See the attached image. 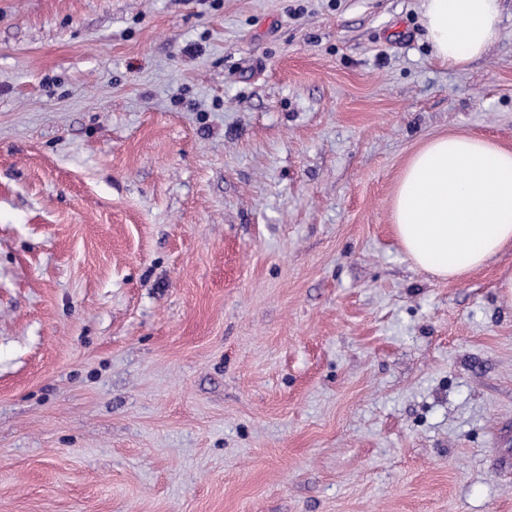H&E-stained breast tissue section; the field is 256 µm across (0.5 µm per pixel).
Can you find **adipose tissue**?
Wrapping results in <instances>:
<instances>
[{"instance_id":"adipose-tissue-1","label":"adipose tissue","mask_w":512,"mask_h":512,"mask_svg":"<svg viewBox=\"0 0 512 512\" xmlns=\"http://www.w3.org/2000/svg\"><path fill=\"white\" fill-rule=\"evenodd\" d=\"M434 58L465 68L499 35L501 0H421ZM394 234L421 272L460 280L512 249V149L476 134H442L416 149L398 179Z\"/></svg>"}]
</instances>
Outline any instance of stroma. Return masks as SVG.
<instances>
[{
    "mask_svg": "<svg viewBox=\"0 0 512 512\" xmlns=\"http://www.w3.org/2000/svg\"><path fill=\"white\" fill-rule=\"evenodd\" d=\"M512 149V0H0V512H512V251L392 231L441 133ZM421 15L434 58L464 69L498 38L501 0H421Z\"/></svg>",
    "mask_w": 512,
    "mask_h": 512,
    "instance_id": "stroma-1",
    "label": "stroma"
}]
</instances>
